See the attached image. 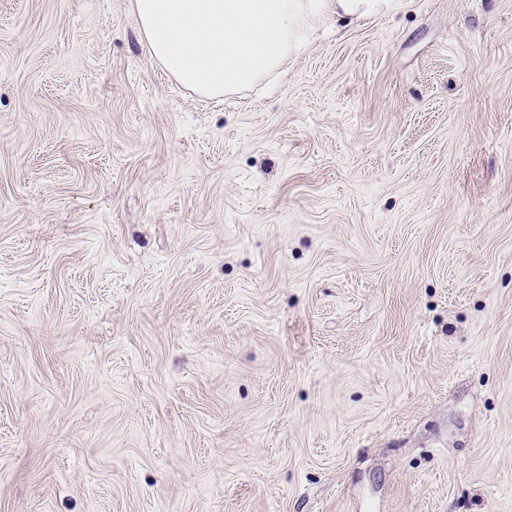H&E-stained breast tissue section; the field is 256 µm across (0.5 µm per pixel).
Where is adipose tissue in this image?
I'll list each match as a JSON object with an SVG mask.
<instances>
[{
  "label": "adipose tissue",
  "mask_w": 512,
  "mask_h": 512,
  "mask_svg": "<svg viewBox=\"0 0 512 512\" xmlns=\"http://www.w3.org/2000/svg\"><path fill=\"white\" fill-rule=\"evenodd\" d=\"M397 0H132L152 57L185 87L220 96L273 79L299 56L326 16L349 24Z\"/></svg>",
  "instance_id": "1"
}]
</instances>
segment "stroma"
Listing matches in <instances>:
<instances>
[{
    "label": "stroma",
    "mask_w": 512,
    "mask_h": 512,
    "mask_svg": "<svg viewBox=\"0 0 512 512\" xmlns=\"http://www.w3.org/2000/svg\"><path fill=\"white\" fill-rule=\"evenodd\" d=\"M0 512H512V0L218 98L0 0Z\"/></svg>",
    "instance_id": "1"
}]
</instances>
